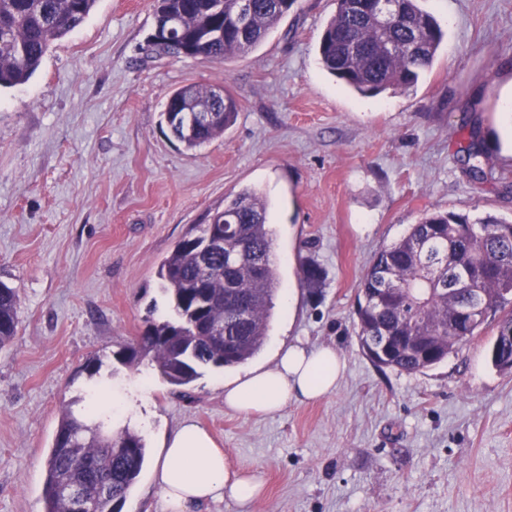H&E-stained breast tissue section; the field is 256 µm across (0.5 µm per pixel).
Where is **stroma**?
Listing matches in <instances>:
<instances>
[{
	"instance_id": "1",
	"label": "stroma",
	"mask_w": 512,
	"mask_h": 512,
	"mask_svg": "<svg viewBox=\"0 0 512 512\" xmlns=\"http://www.w3.org/2000/svg\"><path fill=\"white\" fill-rule=\"evenodd\" d=\"M445 33L407 90L359 95L328 74L318 43L336 0H297L253 50L216 61L148 60L154 0H97L25 84L0 91V281L20 325L0 349V512H43L46 458L63 406L90 387L143 388L148 447L125 512H162L160 436L193 420L232 472H260L251 512H512V374L487 329L421 373L373 365L352 312L373 256L424 211L512 220L500 88L512 78V0H421ZM224 88L236 123L196 151L162 120L178 87ZM479 136L485 178L466 163ZM245 188L271 202L276 304L248 364L205 369L190 387L123 365L118 352L162 318L160 262L210 210ZM324 271L318 293L302 259ZM335 347L331 394L277 415L224 406V383L268 366L282 344ZM102 366L91 375V358Z\"/></svg>"
}]
</instances>
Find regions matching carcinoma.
I'll return each instance as SVG.
<instances>
[{"label": "carcinoma", "instance_id": "cac0c4a2", "mask_svg": "<svg viewBox=\"0 0 512 512\" xmlns=\"http://www.w3.org/2000/svg\"><path fill=\"white\" fill-rule=\"evenodd\" d=\"M96 0H0V89L26 83L54 41L79 27ZM297 0H250L248 24L239 27L240 0H156L155 18L176 20L170 44L154 52L180 57V48L216 60L254 49ZM396 19L383 22L374 0H336L319 43L324 68L350 89L377 96L415 86L433 64L443 32L419 0H393ZM215 112L218 121L186 134L170 114ZM238 106L229 93L210 85L176 89L162 118L185 149L195 151L224 134ZM481 147L472 135L469 172L484 177ZM271 207L255 189L245 188L207 222L191 228L161 263L162 288L170 315L145 320L128 345L125 364L156 372L166 383L188 387L204 368L238 366L256 356L268 336L273 298L279 286L273 260ZM471 287L458 288L460 268ZM302 282L311 291L320 268L305 259ZM479 300L480 318L465 315ZM20 298L0 283V349L16 335ZM496 335L512 331V222L487 215L470 218L454 211L425 212L398 240L381 249L361 280L353 329L361 352L375 366L414 374L445 361L481 335L491 323ZM492 365L512 371V343L493 340ZM147 456L144 438L125 427L112 431L110 419L82 420L68 407L59 420L47 458L45 512H122Z\"/></svg>", "mask_w": 512, "mask_h": 512}]
</instances>
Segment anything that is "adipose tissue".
<instances>
[{
    "instance_id": "ef3b65f1",
    "label": "adipose tissue",
    "mask_w": 512,
    "mask_h": 512,
    "mask_svg": "<svg viewBox=\"0 0 512 512\" xmlns=\"http://www.w3.org/2000/svg\"><path fill=\"white\" fill-rule=\"evenodd\" d=\"M346 370L331 347L311 348L297 342L281 347L272 367H260L226 382L224 405L244 414L274 415L289 401H311L332 393ZM155 479L164 493V512H195L214 502H232L250 512L260 497L258 474L231 473L224 452L193 421L180 423L163 440Z\"/></svg>"
}]
</instances>
